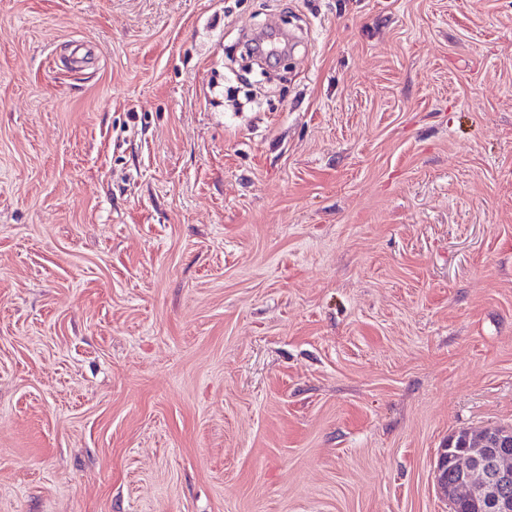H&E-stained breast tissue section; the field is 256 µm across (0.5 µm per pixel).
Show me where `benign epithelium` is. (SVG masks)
Instances as JSON below:
<instances>
[{
  "label": "benign epithelium",
  "mask_w": 512,
  "mask_h": 512,
  "mask_svg": "<svg viewBox=\"0 0 512 512\" xmlns=\"http://www.w3.org/2000/svg\"><path fill=\"white\" fill-rule=\"evenodd\" d=\"M478 447L506 448L512 444V431L488 428L473 438ZM453 466L456 479L448 483L444 473ZM435 480L440 491L457 500L482 498L491 501L499 512H512V457L495 453L487 458L483 452L467 449L448 453L439 450L435 468Z\"/></svg>",
  "instance_id": "benign-epithelium-1"
}]
</instances>
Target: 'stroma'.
I'll return each mask as SVG.
<instances>
[{
    "instance_id": "stroma-1",
    "label": "stroma",
    "mask_w": 512,
    "mask_h": 512,
    "mask_svg": "<svg viewBox=\"0 0 512 512\" xmlns=\"http://www.w3.org/2000/svg\"><path fill=\"white\" fill-rule=\"evenodd\" d=\"M487 426L512 0H0V512H449Z\"/></svg>"
}]
</instances>
